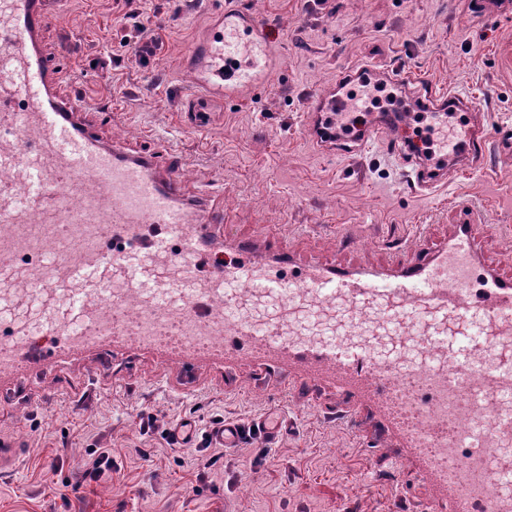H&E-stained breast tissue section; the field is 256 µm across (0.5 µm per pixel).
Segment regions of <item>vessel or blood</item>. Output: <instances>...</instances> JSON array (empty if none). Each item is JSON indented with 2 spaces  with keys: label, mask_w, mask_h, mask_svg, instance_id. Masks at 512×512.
Wrapping results in <instances>:
<instances>
[{
  "label": "vessel or blood",
  "mask_w": 512,
  "mask_h": 512,
  "mask_svg": "<svg viewBox=\"0 0 512 512\" xmlns=\"http://www.w3.org/2000/svg\"><path fill=\"white\" fill-rule=\"evenodd\" d=\"M61 4L9 0L0 18V303H36L43 321L0 315V375L104 345L248 357L307 394L334 388L355 432L376 406V441L410 458L448 512H512L495 490L512 479V457L483 467L512 438V276L482 260L478 225L398 250L388 268L303 266L273 235L261 253L211 193L188 191L171 151L128 153L98 135L91 101L61 93L67 72L42 45ZM271 42L257 16L221 10L186 56L195 125L202 101L263 83ZM372 138L407 159L406 135L387 122L317 146L353 153ZM487 142L471 129L464 163L481 164ZM413 335L424 351L406 361L404 382L375 369L378 340L404 347ZM448 453L462 467L449 469Z\"/></svg>",
  "instance_id": "b4317fda"
}]
</instances>
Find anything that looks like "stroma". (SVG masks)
<instances>
[{
  "instance_id": "stroma-1",
  "label": "stroma",
  "mask_w": 512,
  "mask_h": 512,
  "mask_svg": "<svg viewBox=\"0 0 512 512\" xmlns=\"http://www.w3.org/2000/svg\"><path fill=\"white\" fill-rule=\"evenodd\" d=\"M224 2L142 0L163 42L143 64L121 43L123 0H67L46 40L97 104L99 131L133 149L168 144L183 178L215 187L235 211L239 233L261 240L274 225L301 262L339 256L370 266L389 261L394 245L442 242L465 209L483 226L477 247L486 263H512V150L499 145L512 130V5L489 12L476 0H239L269 26L280 59L260 90L213 99L200 129L186 118L195 85L183 60ZM361 63L468 92L473 105L452 121L477 114L490 166L424 193L380 143L349 157L321 153L310 101ZM272 408L288 420L275 441L254 428ZM183 418L197 425L187 447L172 434ZM227 420L240 425L241 440L225 450L223 469H207L212 432ZM1 437L25 452L0 473V512H446L398 449L354 436L333 388L307 401L248 361L185 373L156 352L99 351L7 378ZM99 448L112 452L111 477L72 490Z\"/></svg>"
}]
</instances>
